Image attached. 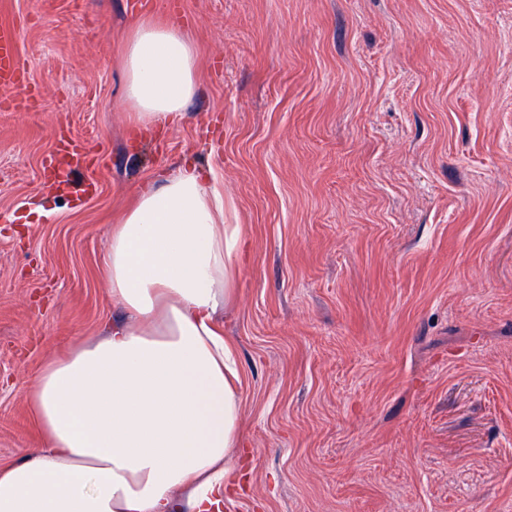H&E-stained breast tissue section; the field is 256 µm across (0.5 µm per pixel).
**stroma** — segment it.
Wrapping results in <instances>:
<instances>
[{
  "mask_svg": "<svg viewBox=\"0 0 512 512\" xmlns=\"http://www.w3.org/2000/svg\"><path fill=\"white\" fill-rule=\"evenodd\" d=\"M0 0L40 89L0 108V465L41 366L122 315L101 258L198 162L244 247L223 512H512V0ZM183 26L197 91L141 136L121 51ZM80 196L50 191L60 135Z\"/></svg>",
  "mask_w": 512,
  "mask_h": 512,
  "instance_id": "1",
  "label": "stroma"
}]
</instances>
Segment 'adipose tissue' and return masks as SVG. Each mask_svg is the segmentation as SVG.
<instances>
[{"instance_id":"obj_1","label":"adipose tissue","mask_w":512,"mask_h":512,"mask_svg":"<svg viewBox=\"0 0 512 512\" xmlns=\"http://www.w3.org/2000/svg\"><path fill=\"white\" fill-rule=\"evenodd\" d=\"M141 129L176 123L197 86L182 29L144 17L123 48ZM243 243L224 184L185 163L137 192L102 266L123 310L46 363L29 397L40 447L0 466V512H220L241 440L238 360L219 328Z\"/></svg>"}]
</instances>
